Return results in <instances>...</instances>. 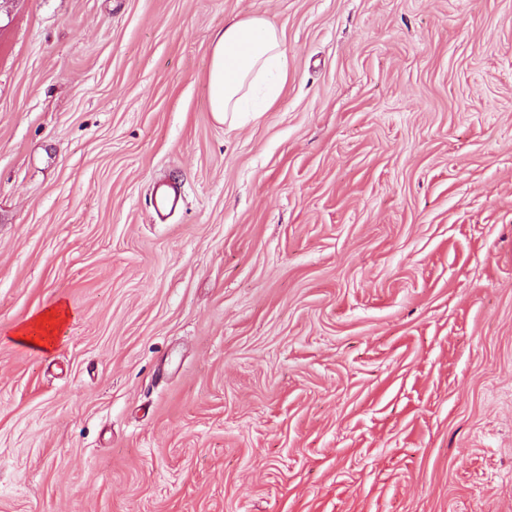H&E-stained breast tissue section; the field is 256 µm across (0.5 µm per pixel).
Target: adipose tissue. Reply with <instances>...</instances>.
I'll list each match as a JSON object with an SVG mask.
<instances>
[{"instance_id":"obj_1","label":"adipose tissue","mask_w":512,"mask_h":512,"mask_svg":"<svg viewBox=\"0 0 512 512\" xmlns=\"http://www.w3.org/2000/svg\"><path fill=\"white\" fill-rule=\"evenodd\" d=\"M286 74L283 41L274 24L258 17L225 24L215 37L209 72L216 120L235 126L258 117L277 97ZM67 317L64 306H54L20 325L16 335L39 350H50Z\"/></svg>"}]
</instances>
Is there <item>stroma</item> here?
Masks as SVG:
<instances>
[{
  "label": "stroma",
  "mask_w": 512,
  "mask_h": 512,
  "mask_svg": "<svg viewBox=\"0 0 512 512\" xmlns=\"http://www.w3.org/2000/svg\"><path fill=\"white\" fill-rule=\"evenodd\" d=\"M0 512H512V0H0ZM287 74L278 28L263 18L235 20L215 36L209 72L211 112L236 126L275 100ZM67 317L68 312L63 305L54 306L20 325L16 335L25 344L41 351H48L56 345V335ZM33 340H37V344H32Z\"/></svg>",
  "instance_id": "1"
}]
</instances>
